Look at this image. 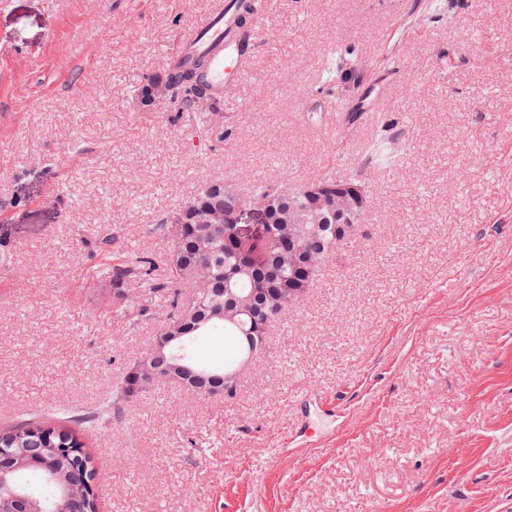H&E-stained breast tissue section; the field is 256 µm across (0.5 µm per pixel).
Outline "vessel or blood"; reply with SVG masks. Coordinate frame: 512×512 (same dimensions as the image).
<instances>
[{
  "instance_id": "vessel-or-blood-1",
  "label": "vessel or blood",
  "mask_w": 512,
  "mask_h": 512,
  "mask_svg": "<svg viewBox=\"0 0 512 512\" xmlns=\"http://www.w3.org/2000/svg\"><path fill=\"white\" fill-rule=\"evenodd\" d=\"M238 5V0H214L212 8L169 54L168 74L190 73L211 103L223 102L226 86L244 81L264 31L260 19L242 26ZM385 99L384 91L372 88L357 98L355 106L367 117L377 118Z\"/></svg>"
}]
</instances>
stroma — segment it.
<instances>
[{
  "instance_id": "35a3bbf8",
  "label": "stroma",
  "mask_w": 512,
  "mask_h": 512,
  "mask_svg": "<svg viewBox=\"0 0 512 512\" xmlns=\"http://www.w3.org/2000/svg\"><path fill=\"white\" fill-rule=\"evenodd\" d=\"M433 1L272 0L245 84L194 109L166 55L212 0L0 7V427L113 405L83 436L102 512H512V0ZM340 53L358 76L331 87ZM389 78V171L364 163L378 124L297 115ZM353 175L367 224L234 396L160 380L116 403L167 304L106 264L150 253L165 279L166 226L213 180ZM300 422L318 440L278 449Z\"/></svg>"
}]
</instances>
